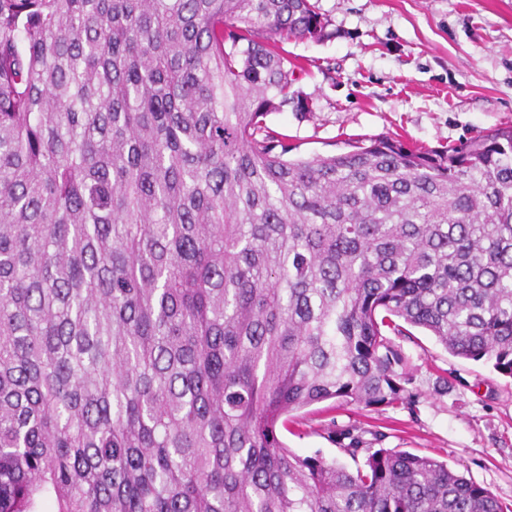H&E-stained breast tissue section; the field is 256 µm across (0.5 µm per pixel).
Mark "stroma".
Wrapping results in <instances>:
<instances>
[{"instance_id":"35a3bbf8","label":"stroma","mask_w":512,"mask_h":512,"mask_svg":"<svg viewBox=\"0 0 512 512\" xmlns=\"http://www.w3.org/2000/svg\"><path fill=\"white\" fill-rule=\"evenodd\" d=\"M322 40H292L296 89L311 112H274L272 129L304 155L344 152L351 138L456 146L512 126V0H318ZM419 393L414 410L318 403L280 430L300 455L351 465L332 425L386 433L385 447L448 462L512 504V378L449 354L420 328L402 340Z\"/></svg>"}]
</instances>
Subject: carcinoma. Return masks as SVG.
<instances>
[{
	"mask_svg": "<svg viewBox=\"0 0 512 512\" xmlns=\"http://www.w3.org/2000/svg\"><path fill=\"white\" fill-rule=\"evenodd\" d=\"M313 0H0V512H512L333 426L415 405L403 324L512 378V128L298 154ZM370 434L371 439L364 438Z\"/></svg>",
	"mask_w": 512,
	"mask_h": 512,
	"instance_id": "carcinoma-1",
	"label": "carcinoma"
}]
</instances>
